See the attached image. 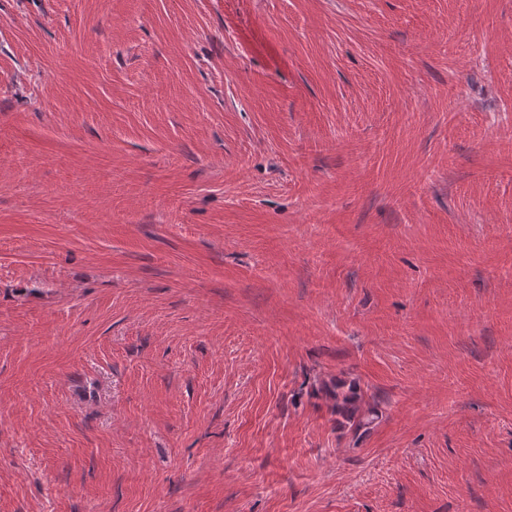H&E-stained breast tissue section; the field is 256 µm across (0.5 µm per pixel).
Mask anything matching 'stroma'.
<instances>
[{
	"mask_svg": "<svg viewBox=\"0 0 512 512\" xmlns=\"http://www.w3.org/2000/svg\"><path fill=\"white\" fill-rule=\"evenodd\" d=\"M0 512H512V0H0ZM325 394L331 402V410L358 433L367 430L377 418L374 406L364 400V392L356 382L336 380L327 386Z\"/></svg>",
	"mask_w": 512,
	"mask_h": 512,
	"instance_id": "35a3bbf8",
	"label": "stroma"
}]
</instances>
